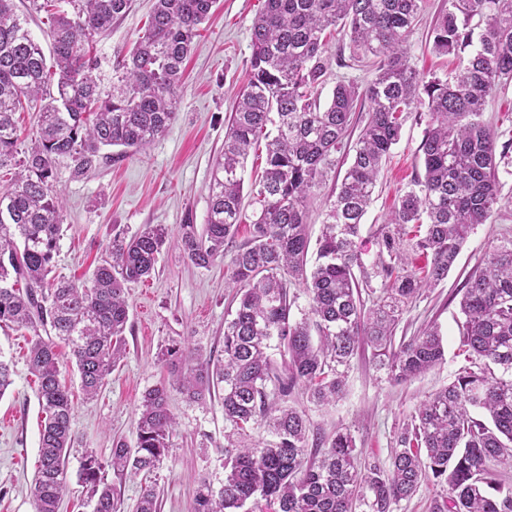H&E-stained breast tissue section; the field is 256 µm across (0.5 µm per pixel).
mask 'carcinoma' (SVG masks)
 Wrapping results in <instances>:
<instances>
[{
    "mask_svg": "<svg viewBox=\"0 0 512 512\" xmlns=\"http://www.w3.org/2000/svg\"><path fill=\"white\" fill-rule=\"evenodd\" d=\"M49 14L45 55L14 0H0V168L15 177L0 188V327L33 331L27 365L36 377L42 414L34 512H58L68 490L66 457L72 442V394L60 379L62 354L45 331L70 348L80 389L98 395L125 357L127 285L151 277L169 242L164 224L131 236L112 228L90 284L53 274L63 207L53 191L57 166L76 177L97 165L104 147L137 153L176 120L183 64L215 0H155L152 14L128 54L112 70V90L101 89L97 57L87 46L112 26L131 0H62ZM432 29V49L458 54L472 46L467 65L444 79L419 78L405 48L422 0H266L251 29L247 82L224 133L208 186L207 224L179 225L185 257L206 267L224 257L242 224V173L252 145L266 139L265 169L251 190L256 206L248 240L230 258L239 296L224 321V357H205L175 342L161 352L186 370L176 383L190 401L224 392V483L203 484L193 512H243L249 502L275 512H396L428 479L441 493L430 512H512V240L488 247L482 267L463 285L462 345L469 365L430 394L400 430L384 467L368 462L348 430L310 435L305 414L289 404L305 389L311 402L334 404L344 395L345 370L357 351L372 349L376 369L406 382L441 363L442 337L430 325L394 347L407 306L422 289L444 280L469 232L485 224L502 202L499 161L512 139L483 119L501 82L512 79V4L507 0H447ZM483 27L474 33V18ZM348 41L351 59L374 69L361 89L336 83L320 102L326 46ZM34 111L37 137L21 147L15 113ZM368 118L349 154L353 114ZM424 112V176L403 190L377 230L378 253L366 268L356 249L362 220L408 114ZM351 157L325 202L316 258L307 268V202L336 155ZM381 281L366 306L361 287ZM301 286L309 310L291 317ZM319 342H313V336ZM288 355L283 370L267 350L273 341ZM176 419L167 389L145 391L136 419V445L113 443L108 459L85 454L79 478L93 512H116L105 472L145 478L159 468ZM264 426L268 442L252 440ZM146 483L135 512H157Z\"/></svg>",
    "mask_w": 512,
    "mask_h": 512,
    "instance_id": "1",
    "label": "carcinoma"
}]
</instances>
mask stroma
I'll use <instances>...</instances> for the list:
<instances>
[{
    "label": "stroma",
    "mask_w": 512,
    "mask_h": 512,
    "mask_svg": "<svg viewBox=\"0 0 512 512\" xmlns=\"http://www.w3.org/2000/svg\"><path fill=\"white\" fill-rule=\"evenodd\" d=\"M264 2L215 0L185 62L178 116L164 136L133 155L109 149L107 157L82 177L73 176L68 165L58 167L53 188L64 206L63 235L55 256L58 275L90 281L113 227L132 234L147 224L173 230L186 222L206 224L213 161L224 148L225 123L246 82L251 27ZM153 5L154 0H132L128 12L97 37L98 74L104 88H111L113 67L132 47ZM443 5L444 0H425L406 43L418 73L427 79L446 77L459 64L432 50L431 31ZM426 129V118L409 114L380 174L357 240L364 264L376 258L374 232L393 209L398 191L424 172L420 147ZM498 177L502 207L488 223L475 228L447 278L417 298L396 331L397 336L409 337L428 325L437 326L445 349L443 363L410 382L396 383L374 368L370 352L358 353L346 373L340 401L317 405L303 392H295L291 403L305 413L312 430L329 434L348 428L369 460L388 464L397 435L415 407L454 380L465 363L460 349V289L479 268L489 244L512 237V161L499 165ZM229 276L227 260L198 267L171 245L159 255L154 274L130 286L125 358L98 396L74 397L69 491L60 512H91L78 481L85 452L105 458L113 441L134 443L142 395L161 384L169 387L176 429L152 477L160 512H192L201 484L220 488L226 427L222 395L187 400L172 388L170 370L157 354L172 341L185 340L201 354L220 355L224 320L234 306ZM29 339V331L0 328V358L14 368L13 383L0 396V512H33L31 487L43 415L37 384L26 364Z\"/></svg>",
    "instance_id": "obj_1"
}]
</instances>
